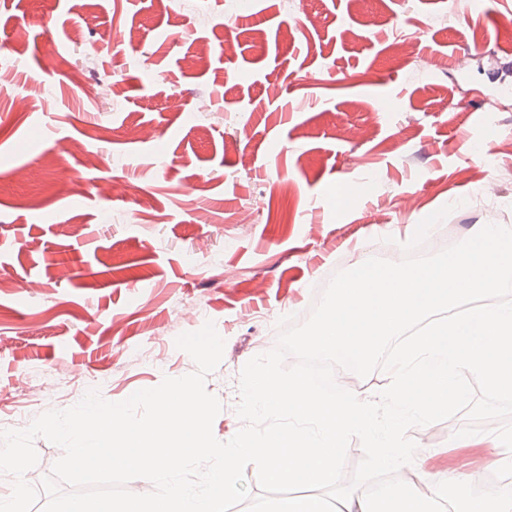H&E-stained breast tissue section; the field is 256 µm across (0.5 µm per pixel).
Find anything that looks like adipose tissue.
Listing matches in <instances>:
<instances>
[{
	"mask_svg": "<svg viewBox=\"0 0 512 512\" xmlns=\"http://www.w3.org/2000/svg\"><path fill=\"white\" fill-rule=\"evenodd\" d=\"M474 473L458 467L424 471L418 484L395 485L384 492L361 489L340 495L336 512H430L433 499L444 497L446 490H454L460 502L458 512H512V497L477 492Z\"/></svg>",
	"mask_w": 512,
	"mask_h": 512,
	"instance_id": "ef3b65f1",
	"label": "adipose tissue"
}]
</instances>
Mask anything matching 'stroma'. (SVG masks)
<instances>
[{
	"instance_id": "35a3bbf8",
	"label": "stroma",
	"mask_w": 512,
	"mask_h": 512,
	"mask_svg": "<svg viewBox=\"0 0 512 512\" xmlns=\"http://www.w3.org/2000/svg\"><path fill=\"white\" fill-rule=\"evenodd\" d=\"M490 170L512 171V0H0V429L96 376L120 402L194 372L175 341L210 321L230 440L243 366L336 272L401 261L447 205L455 243L512 225ZM464 423L410 428L417 460L499 473L495 422L451 447Z\"/></svg>"
}]
</instances>
